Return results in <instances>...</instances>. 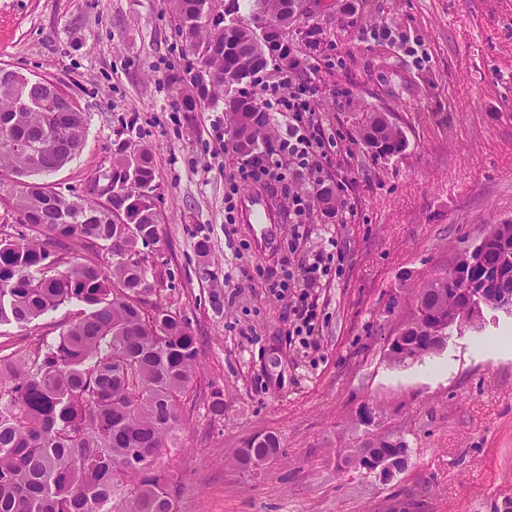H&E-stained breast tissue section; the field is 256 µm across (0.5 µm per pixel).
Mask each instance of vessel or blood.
<instances>
[{"instance_id": "b4317fda", "label": "vessel or blood", "mask_w": 512, "mask_h": 512, "mask_svg": "<svg viewBox=\"0 0 512 512\" xmlns=\"http://www.w3.org/2000/svg\"><path fill=\"white\" fill-rule=\"evenodd\" d=\"M241 223L252 225L257 251L270 252L279 244L286 213L278 197L264 185L250 186L237 201Z\"/></svg>"}]
</instances>
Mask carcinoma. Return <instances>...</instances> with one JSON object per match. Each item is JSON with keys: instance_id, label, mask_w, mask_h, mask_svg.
Listing matches in <instances>:
<instances>
[{"instance_id": "obj_1", "label": "carcinoma", "mask_w": 512, "mask_h": 512, "mask_svg": "<svg viewBox=\"0 0 512 512\" xmlns=\"http://www.w3.org/2000/svg\"><path fill=\"white\" fill-rule=\"evenodd\" d=\"M209 0H174L185 46L198 67L170 76L184 111L224 99V74L246 59L257 75L289 53L288 28L303 0H252V22L224 26ZM0 68V169L13 176L14 208L30 233L0 237V326L20 329L65 306L78 310L54 339L0 356V512H176L179 481L170 467H147L178 447L197 389L198 347L187 320L152 297L158 277L146 250L160 242L152 150L118 143L103 202L74 200L30 181L66 166L81 150L86 115L54 84H17ZM41 100L20 110L15 92ZM249 155L266 140L268 117L250 96L225 99ZM375 154H398L402 134L380 116L362 131ZM470 272L479 279L512 254V224ZM54 241H78L102 259L58 271ZM463 286L429 280L415 307L463 310ZM426 324L412 331L416 359L429 353ZM272 434L236 450L243 465L278 453Z\"/></svg>"}]
</instances>
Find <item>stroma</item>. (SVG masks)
Returning <instances> with one entry per match:
<instances>
[{
    "mask_svg": "<svg viewBox=\"0 0 512 512\" xmlns=\"http://www.w3.org/2000/svg\"><path fill=\"white\" fill-rule=\"evenodd\" d=\"M288 40L332 61L313 76L340 150L273 189L284 199L340 178L345 189L334 211L314 200L305 223L287 219L278 248L259 254L251 225L225 213L230 187L247 185L232 181L242 155L213 136L230 127L223 103L182 111L168 84L191 65L171 0H0V67L54 81L88 116L83 150L46 178L49 190L96 198L115 143L153 150L161 241L150 262L162 304L198 346L193 416L171 461L176 512H503L512 315L485 310L482 332L401 365L388 343L419 288L512 221V0H311ZM374 115L402 131L404 151L380 157L364 144ZM305 293L315 329L300 336ZM66 319L61 309L7 329L0 348L57 336ZM367 406L375 425L360 418ZM267 434L278 455L258 468L236 461ZM376 437L409 445L388 482L350 462Z\"/></svg>",
    "mask_w": 512,
    "mask_h": 512,
    "instance_id": "35a3bbf8",
    "label": "stroma"
}]
</instances>
